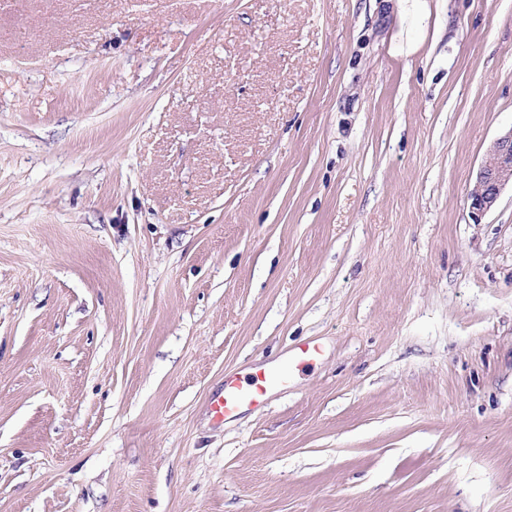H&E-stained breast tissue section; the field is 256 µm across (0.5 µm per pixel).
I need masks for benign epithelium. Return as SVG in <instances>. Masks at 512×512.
<instances>
[{
    "label": "benign epithelium",
    "instance_id": "benign-epithelium-1",
    "mask_svg": "<svg viewBox=\"0 0 512 512\" xmlns=\"http://www.w3.org/2000/svg\"><path fill=\"white\" fill-rule=\"evenodd\" d=\"M512 185V130L498 137L488 150L468 194L469 213L475 224L496 205L502 190Z\"/></svg>",
    "mask_w": 512,
    "mask_h": 512
}]
</instances>
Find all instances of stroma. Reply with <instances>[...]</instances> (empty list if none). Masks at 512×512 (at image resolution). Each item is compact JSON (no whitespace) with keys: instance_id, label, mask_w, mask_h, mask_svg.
I'll return each instance as SVG.
<instances>
[{"instance_id":"1","label":"stroma","mask_w":512,"mask_h":512,"mask_svg":"<svg viewBox=\"0 0 512 512\" xmlns=\"http://www.w3.org/2000/svg\"><path fill=\"white\" fill-rule=\"evenodd\" d=\"M407 9L0 0V512H512V0ZM512 188V129L498 137L488 150L468 194L469 213L473 223L496 205L502 190ZM321 354L320 344L306 342L290 351L275 371L254 365L245 373L225 374L221 390L208 399L209 413L214 421L223 423L237 417L243 410L264 406L271 390L287 384L296 370L312 366Z\"/></svg>"}]
</instances>
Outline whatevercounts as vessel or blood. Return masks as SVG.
I'll return each mask as SVG.
<instances>
[{
    "instance_id": "obj_1",
    "label": "vessel or blood",
    "mask_w": 512,
    "mask_h": 512,
    "mask_svg": "<svg viewBox=\"0 0 512 512\" xmlns=\"http://www.w3.org/2000/svg\"><path fill=\"white\" fill-rule=\"evenodd\" d=\"M321 354L320 344L306 342L290 351L277 370L254 365L243 373L225 374L221 390L208 399L212 418L221 423L237 417L243 410L264 406L271 390L287 384L296 370L312 366Z\"/></svg>"
}]
</instances>
